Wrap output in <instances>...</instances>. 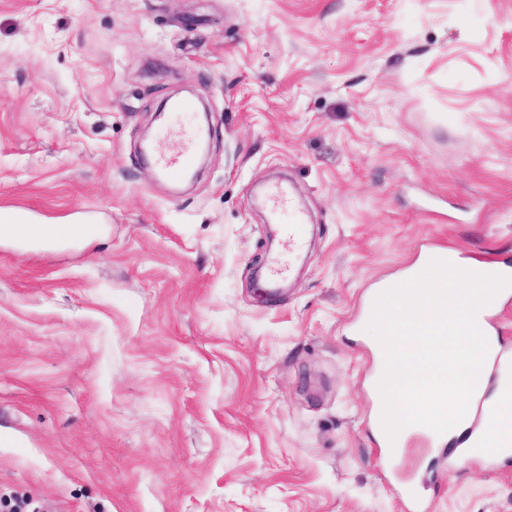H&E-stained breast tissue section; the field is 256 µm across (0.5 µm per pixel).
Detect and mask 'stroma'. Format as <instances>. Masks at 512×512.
I'll use <instances>...</instances> for the list:
<instances>
[{
    "mask_svg": "<svg viewBox=\"0 0 512 512\" xmlns=\"http://www.w3.org/2000/svg\"><path fill=\"white\" fill-rule=\"evenodd\" d=\"M2 209L89 233L0 240V512H512L485 448L378 467L351 336L426 249L512 263V0H0Z\"/></svg>",
    "mask_w": 512,
    "mask_h": 512,
    "instance_id": "stroma-1",
    "label": "stroma"
}]
</instances>
